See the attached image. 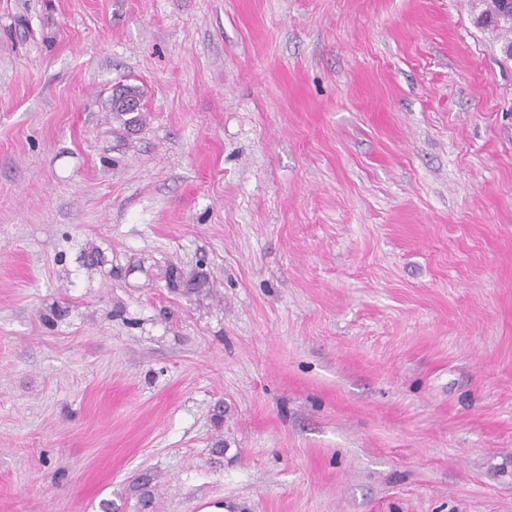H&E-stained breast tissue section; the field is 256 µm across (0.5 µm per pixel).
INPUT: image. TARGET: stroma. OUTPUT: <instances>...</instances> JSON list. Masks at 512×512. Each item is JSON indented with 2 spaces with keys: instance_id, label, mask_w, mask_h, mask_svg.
I'll list each match as a JSON object with an SVG mask.
<instances>
[{
  "instance_id": "35a3bbf8",
  "label": "stroma",
  "mask_w": 512,
  "mask_h": 512,
  "mask_svg": "<svg viewBox=\"0 0 512 512\" xmlns=\"http://www.w3.org/2000/svg\"><path fill=\"white\" fill-rule=\"evenodd\" d=\"M482 7L0 0V512H512Z\"/></svg>"
}]
</instances>
